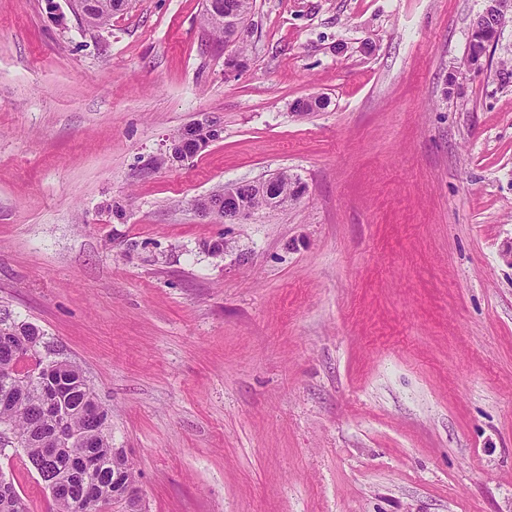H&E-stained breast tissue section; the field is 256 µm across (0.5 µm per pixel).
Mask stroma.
Segmentation results:
<instances>
[{
  "instance_id": "obj_1",
  "label": "stroma",
  "mask_w": 512,
  "mask_h": 512,
  "mask_svg": "<svg viewBox=\"0 0 512 512\" xmlns=\"http://www.w3.org/2000/svg\"><path fill=\"white\" fill-rule=\"evenodd\" d=\"M485 5L253 0L228 79L203 0L98 31L0 0V309L83 369L148 512H512V21L471 69ZM202 114L220 140L156 164ZM280 171L303 195L248 223L193 207ZM0 471L50 512L22 449Z\"/></svg>"
}]
</instances>
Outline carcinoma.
<instances>
[{
    "instance_id": "carcinoma-1",
    "label": "carcinoma",
    "mask_w": 512,
    "mask_h": 512,
    "mask_svg": "<svg viewBox=\"0 0 512 512\" xmlns=\"http://www.w3.org/2000/svg\"><path fill=\"white\" fill-rule=\"evenodd\" d=\"M90 20L85 25L103 29L112 16L128 5V0H93ZM252 0H205L203 25L215 39L228 36L224 17L237 23L247 21ZM274 188L284 202L294 201L304 187L286 172L278 174ZM241 195L254 210L273 208L270 199L259 190L245 186ZM27 336L37 346L45 343V333L36 324L18 321L5 313L0 316V431L8 429L20 437L17 447L26 454L42 481L56 483L52 493V512H111L112 480L134 484L139 473L129 460L112 445L109 431L111 409L100 402L94 391L86 388V377L76 364L64 360L56 371L70 385L71 395L62 402L60 414L44 413V402L54 395V384L43 377L46 364L41 360L29 364L18 354L12 338ZM65 423L77 444H88L98 459V467L65 479L57 478L55 467L46 463L47 449L52 447L55 431ZM93 498L97 508L90 511L86 500ZM25 498L11 480L0 472V512H18L16 505Z\"/></svg>"
}]
</instances>
